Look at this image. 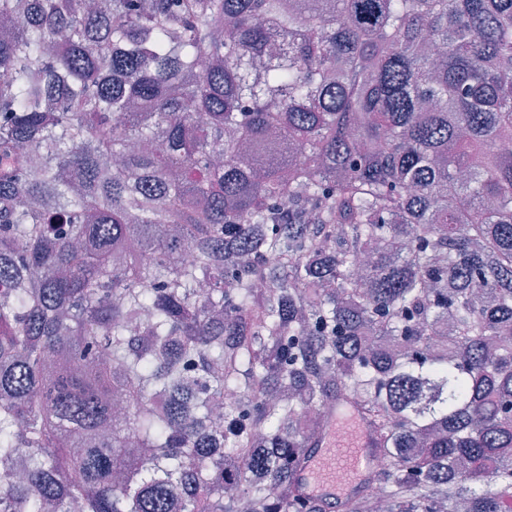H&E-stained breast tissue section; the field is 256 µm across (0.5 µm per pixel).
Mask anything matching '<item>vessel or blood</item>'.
<instances>
[{"label":"vessel or blood","instance_id":"obj_1","mask_svg":"<svg viewBox=\"0 0 512 512\" xmlns=\"http://www.w3.org/2000/svg\"><path fill=\"white\" fill-rule=\"evenodd\" d=\"M378 462V450L366 421L354 410L332 409L324 430L295 481L312 498L331 507L355 499Z\"/></svg>","mask_w":512,"mask_h":512}]
</instances>
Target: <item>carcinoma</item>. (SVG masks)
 <instances>
[{"label":"carcinoma","mask_w":512,"mask_h":512,"mask_svg":"<svg viewBox=\"0 0 512 512\" xmlns=\"http://www.w3.org/2000/svg\"><path fill=\"white\" fill-rule=\"evenodd\" d=\"M332 404L512 512V0H0V512H328Z\"/></svg>","instance_id":"carcinoma-1"}]
</instances>
